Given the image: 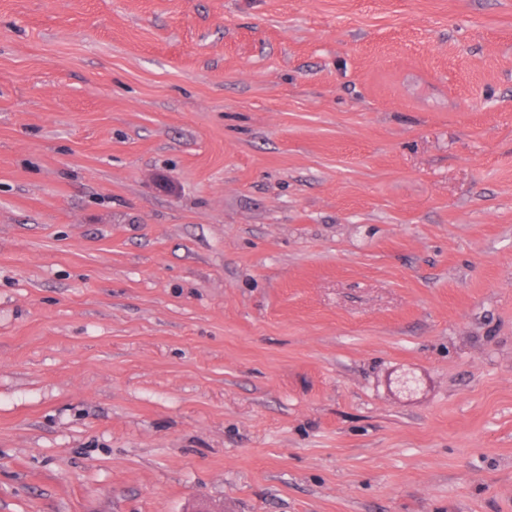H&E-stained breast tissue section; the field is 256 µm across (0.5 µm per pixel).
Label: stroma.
<instances>
[{"instance_id":"stroma-1","label":"stroma","mask_w":512,"mask_h":512,"mask_svg":"<svg viewBox=\"0 0 512 512\" xmlns=\"http://www.w3.org/2000/svg\"><path fill=\"white\" fill-rule=\"evenodd\" d=\"M512 512V0H0V512Z\"/></svg>"}]
</instances>
